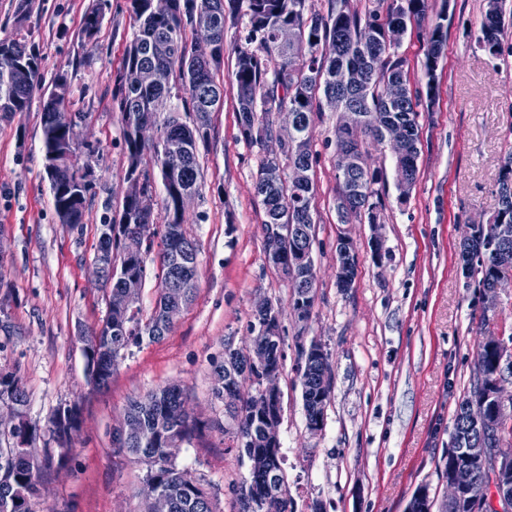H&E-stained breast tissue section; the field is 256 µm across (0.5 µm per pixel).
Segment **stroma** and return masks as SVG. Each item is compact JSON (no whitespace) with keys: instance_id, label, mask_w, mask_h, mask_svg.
Wrapping results in <instances>:
<instances>
[{"instance_id":"stroma-1","label":"stroma","mask_w":512,"mask_h":512,"mask_svg":"<svg viewBox=\"0 0 512 512\" xmlns=\"http://www.w3.org/2000/svg\"><path fill=\"white\" fill-rule=\"evenodd\" d=\"M0 0V39L25 41L44 79L67 70L66 109L84 122L78 135L94 141V182L83 224H60L44 172L41 102L0 120V371L15 374L28 396V418L45 428L63 405L80 409L71 450L55 457L33 512H142L146 468L112 445V430L131 398L181 384L196 428L177 465L210 494L216 512H237L249 474L233 442V421L212 395V370L226 343L245 347L258 301L284 306V357L279 373L282 467L292 512H405L419 485L443 500L438 466L453 415L473 373L477 346L491 335L512 336V288L497 307L466 277L460 243L469 225L498 208L502 160L512 153V23L494 57L476 43L486 0H429V18L445 14V54L433 77L424 69V27L409 24L396 50L411 90L439 85L420 107L418 175L402 194L389 148H370L385 208L380 233L387 253L375 263L367 222L349 227L357 242L352 288L336 285L335 128L338 113L315 114L309 176L315 186L313 258L316 299L309 320L288 313L287 281L267 260L264 210L254 186L265 151L249 145L237 119L233 76L244 20H227L224 104L211 115L199 146L202 180L186 226L197 244L193 302L158 342H143L120 359L108 388L87 382L82 336L107 313V292L91 262L99 225L118 210L127 154L122 116L112 98L114 75L134 21L129 0ZM103 7L94 42L82 36L85 13ZM319 341L329 353L332 390L321 431L310 432L298 369L300 349Z\"/></svg>"}]
</instances>
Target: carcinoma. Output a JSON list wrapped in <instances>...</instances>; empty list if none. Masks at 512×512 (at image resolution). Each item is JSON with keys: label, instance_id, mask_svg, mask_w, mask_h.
Returning <instances> with one entry per match:
<instances>
[{"label": "carcinoma", "instance_id": "obj_1", "mask_svg": "<svg viewBox=\"0 0 512 512\" xmlns=\"http://www.w3.org/2000/svg\"><path fill=\"white\" fill-rule=\"evenodd\" d=\"M135 31L126 46L120 68L114 77L112 98L118 102L124 123L125 149L128 159L126 175L132 174L140 154L148 148L137 137V130L129 127L128 118L133 114L158 113L160 102L176 99L177 104L162 121L152 119L156 141L187 139L190 151L171 162L160 160L162 185L163 223L155 218L139 225L146 241L145 254L127 258L115 250L112 242L105 247L115 252V260L127 270L146 275V259L154 249L155 239H160L161 280L158 297L152 313L145 318L141 312L134 314L112 313L100 326L91 329L84 339L98 340L102 353L97 358L101 369L99 386L108 385L117 361L132 346L143 340L159 342L170 331L164 321L165 302L163 291L182 288V306L186 307L195 297L197 270V245L187 234L181 222L178 205L180 191L199 189L201 170L198 162L199 143L208 138L211 113L223 103V83L217 80L224 58V30L227 13L244 12L248 19L246 41L248 47L240 50L233 72L237 86V112L240 132L251 145L262 142L276 131L274 116L292 112L298 119L297 134L307 139L301 147L290 146L276 159L263 158L260 164L255 192L260 197L266 216L265 223L279 224L283 236L278 244L282 264L289 265L298 253L313 248L315 224L312 213L313 185L306 181L299 187L288 182V170L295 165L309 169L312 164L310 132L314 108H333L330 99L346 94L329 87L328 76L338 65L360 66L368 74L369 82L363 93L360 111L365 113V124L371 135L380 126L396 120L403 124L412 144L419 141V96L408 88L403 61L395 57V49L384 40L383 29L394 23L425 19L428 0H393V7L386 21L380 22L377 14L362 17L350 10L349 0H328V8L321 12L312 8L309 0H173L171 11L164 17L153 14L150 0H130ZM208 17L219 31L215 58L210 63H198L186 40L187 28L194 27L196 18ZM503 0H487L486 11L480 25V41L493 56L502 54L500 35L504 26ZM102 20L100 8L93 7L85 14L83 33L89 40L97 34ZM293 28L297 39L280 47L273 39L281 28ZM443 44L440 22L428 27L426 32L425 69L427 96L434 87L431 78L434 68L433 48ZM154 67L165 75L164 82L154 86L139 83L138 73ZM405 86V95L398 102L388 99L389 86ZM182 94L172 96V88ZM45 89L38 59L18 40H0V119L9 120L28 110L32 100ZM192 116V124L181 122L179 112ZM72 116L65 102L54 107L42 103V143L63 140L64 122ZM81 166L71 162L57 170L50 181L52 199L60 223L75 227L83 223L87 192L78 176ZM377 171H368L358 177L359 194L351 206L348 217L366 218L368 223L380 220L382 202L375 188ZM499 208L494 223L478 230L472 245L470 276H479L478 287L486 290L501 270L505 260H512V153L501 166L498 180ZM290 300L301 305L306 315H311L316 288L304 289L296 283L289 285ZM251 328L257 344L266 350V368L279 371L281 367L283 336L281 326L274 320L254 316ZM300 368L302 396L307 425H323L324 411L330 398L332 382H324V373L331 372L329 354L321 343L313 341L309 353L303 354ZM508 369L501 361L499 351L482 341L478 344L477 363L470 383V390L463 395L454 415L451 439L460 440L468 448L480 444V433L466 417L464 406L481 403L488 394V384L502 371ZM212 393L215 398L229 401L234 409L236 448L247 458L249 479L243 482L239 512H260L263 498L273 494L281 498L283 512H288V489L281 474L279 449L267 447L262 442L264 420L254 417L249 407L240 402L237 388L248 382L255 393H261V374L240 357L229 376H224V363L214 365ZM0 403L15 408L20 415L18 425L4 434L12 447H0V512H31L29 503L41 494L43 476L53 462L49 449L38 453L34 448L36 429L27 418L28 395L19 379L11 373H0ZM130 419L154 431L152 441L146 445L129 438L115 447L146 465L145 486L165 493L173 502L172 512H215L209 494L186 472L176 466L180 445L191 435L194 424L186 407L184 390L169 385L145 396L132 398L127 407ZM79 413L76 406L56 409L50 418V440L66 450L72 432L78 427ZM456 472L462 480V512L467 508L468 497L481 491L485 473L473 468L461 455L443 457L442 477L448 471Z\"/></svg>", "mask_w": 512, "mask_h": 512}]
</instances>
